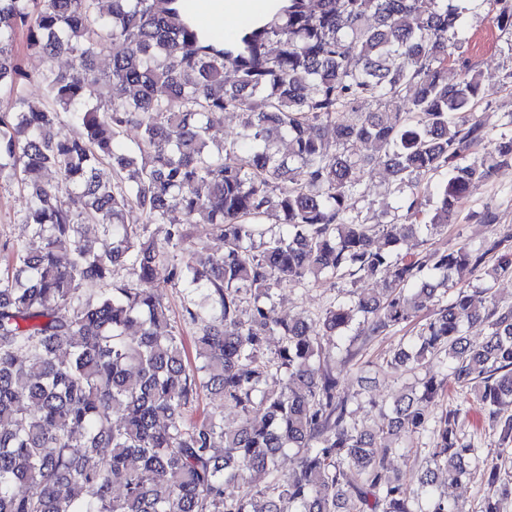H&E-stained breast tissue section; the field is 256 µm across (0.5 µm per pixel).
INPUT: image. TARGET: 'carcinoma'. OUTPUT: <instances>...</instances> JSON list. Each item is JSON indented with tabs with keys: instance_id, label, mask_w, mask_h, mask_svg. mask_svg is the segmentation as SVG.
<instances>
[{
	"instance_id": "cac0c4a2",
	"label": "carcinoma",
	"mask_w": 512,
	"mask_h": 512,
	"mask_svg": "<svg viewBox=\"0 0 512 512\" xmlns=\"http://www.w3.org/2000/svg\"><path fill=\"white\" fill-rule=\"evenodd\" d=\"M458 2L287 0L225 39L194 25L187 0H0V181L20 185L38 240L0 272V512H421L389 467L404 430L433 433L417 475L427 512H465L434 488L469 476L477 448L459 434V410L432 408L453 384L512 445V305L487 288L445 294L492 252L488 276L512 277V233L486 250H396L452 223L459 194L512 166V137L467 161L485 137L473 118L483 89L461 53L460 77L448 80L449 45L465 43ZM484 2L493 25L512 31V0ZM20 36L26 52L66 56L70 70L29 73ZM104 50L107 72L96 65ZM36 81L41 105L27 100ZM89 85L100 87L92 104ZM63 112L82 130L56 134ZM214 112L241 117L240 138L216 150ZM129 127L139 139L119 150ZM358 142L367 153L352 151ZM105 160L112 182L97 172ZM376 168L409 194L402 214L367 224L355 199ZM47 169L60 183L38 179ZM444 169L429 211L424 180ZM176 211L184 222L171 220ZM198 215L224 255L195 246L167 276L192 292L193 363L180 337L161 332L168 313L155 276ZM153 224L162 238L148 233ZM124 265L136 279L112 281ZM322 276L382 286L334 300L316 322L270 317L274 289ZM424 310L417 341L395 348L386 368L442 355L448 380L396 394L383 427L359 425L340 379L358 337L336 358L320 336L356 321L368 337L387 335ZM474 324L487 329L478 347L466 337ZM275 333L282 347L271 360L264 344ZM203 391L239 421L187 419ZM287 448L299 461L282 474ZM500 472L483 466L495 496L482 512L512 496ZM229 483L249 490L228 496Z\"/></svg>"
}]
</instances>
